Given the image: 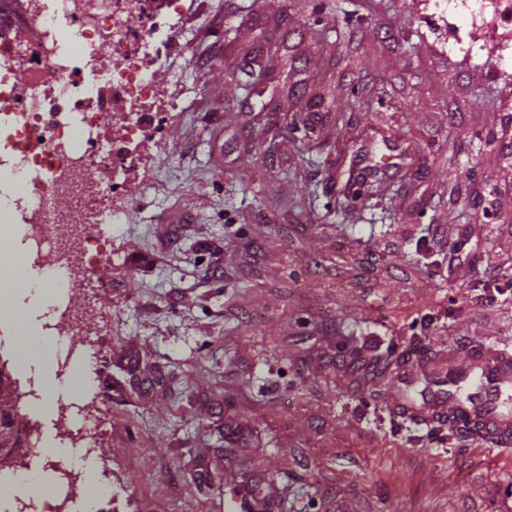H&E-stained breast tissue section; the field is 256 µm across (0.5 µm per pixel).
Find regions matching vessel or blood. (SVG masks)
<instances>
[{
	"mask_svg": "<svg viewBox=\"0 0 512 512\" xmlns=\"http://www.w3.org/2000/svg\"><path fill=\"white\" fill-rule=\"evenodd\" d=\"M468 351L462 368L447 354L418 350L402 356L404 395L395 407L409 419L450 426L494 448L511 447L512 349L473 343ZM423 376L435 378V386L419 387Z\"/></svg>",
	"mask_w": 512,
	"mask_h": 512,
	"instance_id": "obj_1",
	"label": "vessel or blood"
}]
</instances>
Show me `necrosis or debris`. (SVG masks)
Instances as JSON below:
<instances>
[{"label": "necrosis or debris", "mask_w": 512, "mask_h": 512, "mask_svg": "<svg viewBox=\"0 0 512 512\" xmlns=\"http://www.w3.org/2000/svg\"><path fill=\"white\" fill-rule=\"evenodd\" d=\"M36 5L41 35L27 46L11 37L10 26ZM138 0H0V153L11 156L12 171L24 186L44 238L59 227V188L76 170L97 164L100 110L94 105L104 87L113 96L137 102L151 90L142 73L139 53L131 48L127 17ZM118 59L107 86L86 79L98 54ZM28 72L25 83L14 79L16 69ZM46 131L43 143L30 140L32 128ZM71 209L85 232L80 248L65 252L58 267L92 272L104 254L101 240L89 233L101 212L91 194L73 197Z\"/></svg>", "instance_id": "4bbe7bcc"}]
</instances>
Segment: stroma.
I'll use <instances>...</instances> for the list:
<instances>
[{"mask_svg": "<svg viewBox=\"0 0 512 512\" xmlns=\"http://www.w3.org/2000/svg\"><path fill=\"white\" fill-rule=\"evenodd\" d=\"M162 0L130 165L87 172L106 254L55 305L0 302V371L33 448L79 447L20 323L91 344L105 512H505L512 447L389 407L413 346L512 343V20L504 0ZM0 183V249L31 232ZM460 244L454 255L450 245ZM16 349L28 366L42 367L48 364L47 350L50 346L45 336H35L24 331L16 337Z\"/></svg>", "mask_w": 512, "mask_h": 512, "instance_id": "35a3bbf8", "label": "stroma"}]
</instances>
